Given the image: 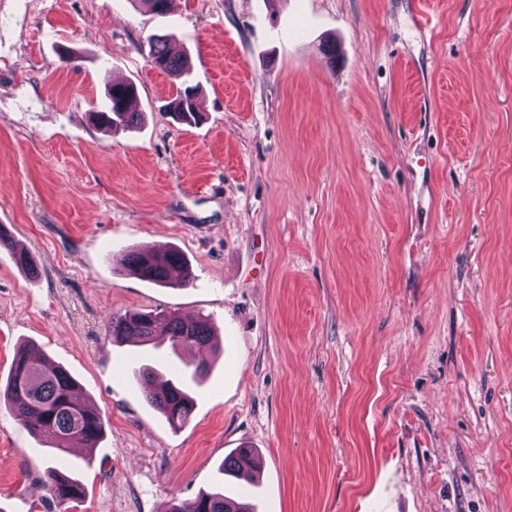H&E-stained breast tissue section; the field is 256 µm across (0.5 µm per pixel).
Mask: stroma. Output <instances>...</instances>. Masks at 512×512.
<instances>
[{
	"instance_id": "1",
	"label": "stroma",
	"mask_w": 512,
	"mask_h": 512,
	"mask_svg": "<svg viewBox=\"0 0 512 512\" xmlns=\"http://www.w3.org/2000/svg\"><path fill=\"white\" fill-rule=\"evenodd\" d=\"M425 14L430 30L417 24ZM191 63L195 124L149 39ZM133 83L142 119L90 114ZM0 382L31 343L105 424L53 454L0 409V512H163L224 487L255 512H512V0H0ZM147 245L195 279L123 272ZM218 329L174 430L115 313ZM261 455L250 490L219 466ZM186 83L184 81L182 86H185L177 89L176 97L170 102L169 111L176 121L191 123L196 120L197 105L194 88ZM45 475L53 497L60 504L77 502L82 498L83 486L64 474L58 467H47Z\"/></svg>"
}]
</instances>
